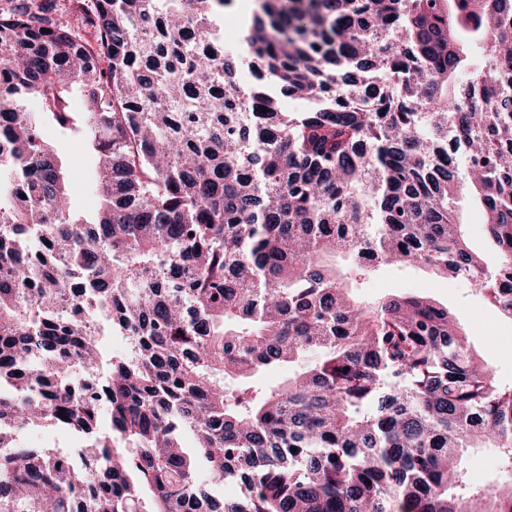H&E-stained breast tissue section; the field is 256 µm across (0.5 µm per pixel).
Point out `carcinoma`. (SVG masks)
<instances>
[{"mask_svg":"<svg viewBox=\"0 0 512 512\" xmlns=\"http://www.w3.org/2000/svg\"><path fill=\"white\" fill-rule=\"evenodd\" d=\"M226 2L0 8V512H512V385L448 306L359 301L326 263L464 281L512 321V0H256L252 72L300 112L239 79ZM44 422L81 465L5 445ZM59 151L70 167L72 198L83 217L91 221L94 218L93 164L80 151L72 150L66 144L58 146ZM465 220L467 222L466 232L473 248L479 252L490 254L492 246L484 237L480 213L477 210H471L465 214ZM476 456V459L482 461L480 469L473 467L472 458ZM497 468V457L492 449H485L479 453L473 454L468 459V478L471 484L475 486H482L494 478L495 471Z\"/></svg>","mask_w":512,"mask_h":512,"instance_id":"carcinoma-1","label":"carcinoma"}]
</instances>
